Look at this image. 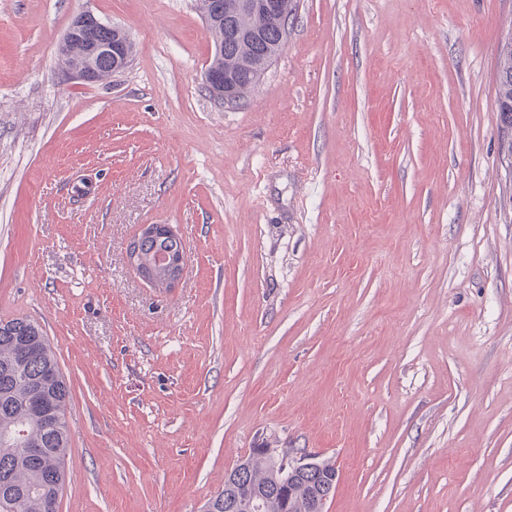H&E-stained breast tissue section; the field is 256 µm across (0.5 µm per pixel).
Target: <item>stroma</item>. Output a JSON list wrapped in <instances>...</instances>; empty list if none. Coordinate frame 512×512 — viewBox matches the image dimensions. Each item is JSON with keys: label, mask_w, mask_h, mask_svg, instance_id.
I'll list each match as a JSON object with an SVG mask.
<instances>
[{"label": "stroma", "mask_w": 512, "mask_h": 512, "mask_svg": "<svg viewBox=\"0 0 512 512\" xmlns=\"http://www.w3.org/2000/svg\"><path fill=\"white\" fill-rule=\"evenodd\" d=\"M293 4L237 108L195 0H0V320L70 387L58 512H203L263 446L334 464L328 512H512V0ZM84 11L134 44L103 84L60 71ZM497 85L496 112L501 123L504 125L508 120L512 128V40L505 42L501 49ZM141 237H152L145 240L142 247L146 253L153 255L162 250L179 246L178 242L158 240L155 238H170L180 240L173 227L168 224H146L142 227L137 238L130 244L128 260L137 269L140 276L155 288H170L181 280L186 265V257L182 247L178 251H169L155 258L145 255L139 248Z\"/></svg>", "instance_id": "obj_1"}]
</instances>
